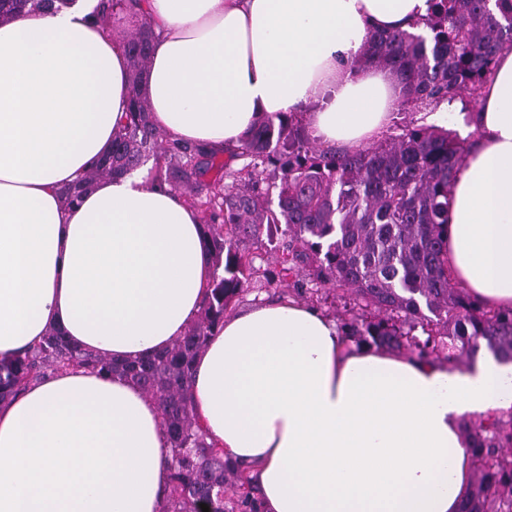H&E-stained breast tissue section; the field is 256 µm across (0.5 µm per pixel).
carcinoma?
Returning <instances> with one entry per match:
<instances>
[{
	"label": "carcinoma",
	"mask_w": 512,
	"mask_h": 512,
	"mask_svg": "<svg viewBox=\"0 0 512 512\" xmlns=\"http://www.w3.org/2000/svg\"><path fill=\"white\" fill-rule=\"evenodd\" d=\"M74 0H0V24L23 12ZM109 14L140 15L125 36L131 104L110 155L78 186L70 204L95 180L134 171L152 155L169 153L180 165L158 174L170 187L196 182L209 171L201 224L215 273L197 319L167 350L114 361L70 343L56 330L10 358H0V404L30 384L70 366L119 374L139 386L160 409L170 450L171 490L161 512H261L246 471L224 460L207 441L192 404L193 363L224 323L249 280L259 276L251 246L281 256L293 290L316 307L321 291L349 288L357 314L343 334L359 342L418 358L448 351L457 362L485 347L512 362V309L486 306L459 286L447 265L448 187L470 145L446 126L416 115L446 102H477L497 57L512 49V0H428L426 33L373 31L354 67L380 66L401 84L397 112L410 116L400 132L367 148L322 147L293 115L257 120L228 160L178 142L162 141L150 120L141 86L148 73L152 30L133 0H107ZM248 157L235 168L232 163ZM421 328L425 338L414 334ZM473 488L459 512H512V413L466 424Z\"/></svg>",
	"instance_id": "carcinoma-1"
}]
</instances>
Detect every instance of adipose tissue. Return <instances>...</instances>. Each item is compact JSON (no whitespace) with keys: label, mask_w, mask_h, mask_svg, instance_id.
<instances>
[{"label":"adipose tissue","mask_w":512,"mask_h":512,"mask_svg":"<svg viewBox=\"0 0 512 512\" xmlns=\"http://www.w3.org/2000/svg\"><path fill=\"white\" fill-rule=\"evenodd\" d=\"M97 0L0 24V358L60 329L116 360L155 354L196 318L214 274L195 208L134 172L81 182L131 98ZM428 0H147L144 93L170 139L220 152L266 113L316 143L376 141L400 83L355 68L368 32ZM480 136L449 187L448 264L512 308V52L479 100ZM210 441L250 464L262 512H457L472 464L460 420L512 411V362L469 368L369 345L289 299L228 315L195 361ZM160 410L119 375L56 372L0 407V512H157L171 472Z\"/></svg>","instance_id":"obj_1"}]
</instances>
